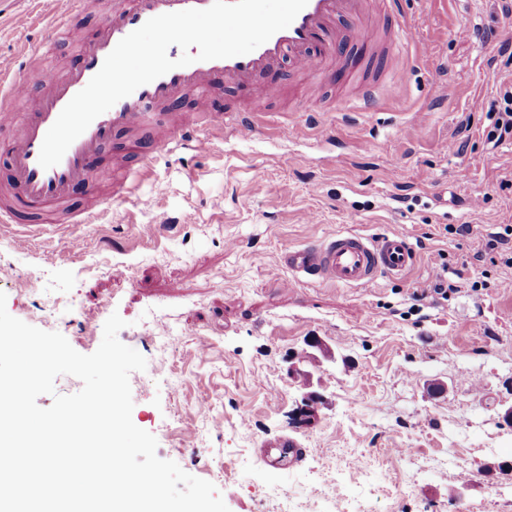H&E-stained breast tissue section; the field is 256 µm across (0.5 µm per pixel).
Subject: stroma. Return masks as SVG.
I'll return each mask as SVG.
<instances>
[{"mask_svg": "<svg viewBox=\"0 0 512 512\" xmlns=\"http://www.w3.org/2000/svg\"><path fill=\"white\" fill-rule=\"evenodd\" d=\"M96 2L60 40V67L112 0ZM499 5L407 0L423 39L401 92L375 111H333L342 79L313 111H289L308 80L283 67L268 77L280 98L209 99L266 110L268 134L157 154L138 205L109 200L91 224L0 223L8 312L82 354L119 314V340L147 360L130 375L134 424L187 473L221 472L229 512H512V265L485 251L512 225V190L499 188L512 142L487 143L473 106L512 85V65L490 64L482 40L512 31ZM31 7L0 0V60L43 38ZM460 24L469 36L451 37ZM340 231L405 232L416 264L362 287L297 282L279 265ZM439 271L457 286L445 299ZM312 336L321 348L292 372ZM307 390L322 401L293 426ZM280 437L304 459L266 463Z\"/></svg>", "mask_w": 512, "mask_h": 512, "instance_id": "35a3bbf8", "label": "stroma"}]
</instances>
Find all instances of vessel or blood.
Masks as SVG:
<instances>
[{
  "label": "vessel or blood",
  "mask_w": 512,
  "mask_h": 512,
  "mask_svg": "<svg viewBox=\"0 0 512 512\" xmlns=\"http://www.w3.org/2000/svg\"><path fill=\"white\" fill-rule=\"evenodd\" d=\"M91 0H37L34 22L46 30L37 49L21 45L13 63L0 61V128L15 132L8 143L10 178L0 187L1 224H39L44 208H53L61 224H88L104 202L95 185L96 163L104 148L118 145L124 158L114 198L135 199L157 152L197 149L212 136L230 133L240 141L261 137L268 128L263 111H213L208 94L255 86L267 69L290 64L299 72L335 78L356 75L353 99L339 103L342 112H365L381 95L399 88L403 73L359 70L346 46L353 43L384 56H396L417 39L408 23L404 0H308L307 6L286 29L275 33L253 52L232 58L198 61L175 68L135 90L97 117L68 148L61 162L45 169L38 162L49 128L73 98L100 70L106 56L126 35L148 19L190 8H208L212 0H112V8L93 38L80 46L78 62L65 73L39 71L41 92L32 111L16 115L15 104L28 97L26 64L33 55L54 53L58 36L69 31L90 8ZM385 25L371 23L373 15ZM196 94L194 119L163 125L155 140L142 139L141 131L157 119V112L187 94ZM84 188L80 207L69 208L76 188ZM415 253L407 235L393 232L378 237L339 233L282 253L279 263L306 282L360 287L384 275L399 276L412 267ZM305 449L282 439L264 448L263 457L299 459Z\"/></svg>",
  "instance_id": "obj_1"
}]
</instances>
